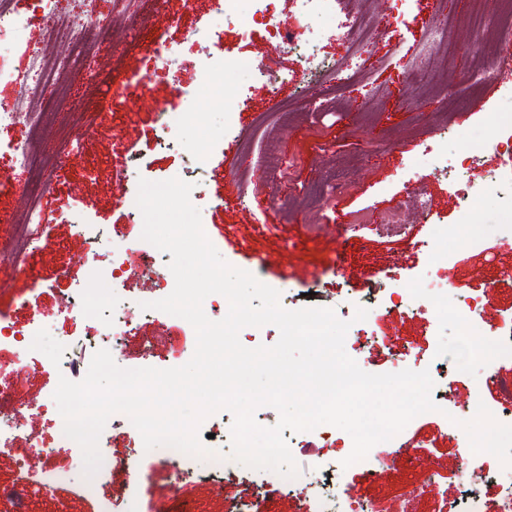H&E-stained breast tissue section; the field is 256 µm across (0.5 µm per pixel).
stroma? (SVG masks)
I'll list each match as a JSON object with an SVG mask.
<instances>
[{
    "label": "stroma",
    "instance_id": "stroma-1",
    "mask_svg": "<svg viewBox=\"0 0 512 512\" xmlns=\"http://www.w3.org/2000/svg\"><path fill=\"white\" fill-rule=\"evenodd\" d=\"M17 8L30 19L27 41L9 47L0 61L22 70L29 47L42 39L43 8L40 0H17ZM111 8V0H100L98 17L111 21V42L75 84L44 140L50 153L66 142L79 150L40 201L42 222L25 260L0 257V322L23 330L36 317L44 326L43 350L26 367H19L13 346H0V376L24 410L23 438L12 453L0 455V486L16 480L24 459L40 480L67 473L65 481L32 494L28 512H96L118 487L128 496L127 512L160 507L165 512H235L236 503L246 499L255 500L257 512H298V500L287 492L257 497L260 487L277 480L275 472L243 466L226 473L219 485L180 476L152 456L134 455L139 434L125 428L99 438L100 451L124 459L126 466L103 476L92 497L82 491L81 451L46 455L30 448L31 438L53 434L48 416L38 411L55 404L59 375L49 362L52 347L92 328L61 309L85 278L81 257L87 244L68 216L80 208L105 233L122 232L133 245L128 264L140 268L153 246L141 237L142 217L121 201L120 173L131 166L142 178L164 181L182 176L188 165L181 151L151 148L157 114L148 104L154 101L192 110L178 137L199 145L209 157L197 206L207 237L226 262L280 293L295 295L301 308L325 307L352 316L366 298H375L366 319L352 324L345 338V350L356 360L361 357L358 338L392 347V355L364 364L366 372H394L400 358L406 368L421 371L429 355L453 370L447 413L419 415L389 443L370 450V457L388 461L386 475L365 480L367 466L360 461L345 468L336 487L338 498L352 490L370 500L374 512H383L417 485L422 492L409 512H441L444 501L463 496L460 476L472 454L449 415H462L465 402L499 413L505 405L499 383L512 380V357L498 359L480 336L460 347L453 317L464 289L490 282L496 285L491 313L512 316V227L500 222L497 195L474 203L460 192L468 184L489 185L502 171L500 155L490 149L474 161L462 160L476 140L508 135L496 116L512 114V80L479 87L469 78L476 48L500 50L498 0H483L486 24L478 30L462 24L470 0H348L349 12L372 17L376 26L363 49L360 80L337 85L336 108L326 112L311 103L312 88L289 78L300 64L297 50L272 44L261 27L252 37H239L217 15L214 0H138L142 22L134 30L112 20ZM396 15L401 18L397 24L392 21ZM443 19L457 24L455 46L451 55L433 56L428 66L444 90L414 91L407 68L430 26ZM160 41L176 48L180 95L164 84H134L135 76L152 68V46ZM216 44L266 73L261 80L225 81L226 93H240L248 101L244 111L229 118L201 94L199 59ZM451 97L463 100V108L449 110ZM228 123L233 126L229 134L224 131ZM434 144L447 148V164L433 161L428 148ZM335 173L346 179V190L310 203L308 186ZM394 211L403 221L399 232L383 223ZM452 235L459 244L440 272L446 285L432 292L431 311L380 303L392 286L391 270H398L408 287H418L431 275L429 247L445 244ZM195 347L193 326L160 311L124 337V362L133 368L181 366ZM491 358L496 367L488 366Z\"/></svg>",
    "mask_w": 512,
    "mask_h": 512
}]
</instances>
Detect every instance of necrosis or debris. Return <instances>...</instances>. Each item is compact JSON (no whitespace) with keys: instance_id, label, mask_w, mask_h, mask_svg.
Masks as SVG:
<instances>
[{"instance_id":"obj_1","label":"necrosis or debris","mask_w":512,"mask_h":512,"mask_svg":"<svg viewBox=\"0 0 512 512\" xmlns=\"http://www.w3.org/2000/svg\"><path fill=\"white\" fill-rule=\"evenodd\" d=\"M43 40L30 51L26 69L4 71L0 69V82L15 87L18 92L14 104L0 106V131L18 125L25 126L27 136L22 141L0 142V193L11 190V173L26 176L27 189L23 209L25 224L38 223L39 200L49 189L45 173L50 164L35 147L44 132L52 112L67 105L65 88L80 79L85 64L93 52L112 37L111 25L86 23V16L93 14L98 0H77L76 13L61 11L59 0H44ZM241 0H219V11L225 22L236 23L241 36H251L255 23H262L268 36L280 44L296 47L300 33L291 31L284 20L279 0H250L251 13L243 15ZM300 11L316 22L335 24L350 48L349 61L319 56L316 50L303 53L300 67L293 78L302 83H331L340 75L360 76L359 59L362 41L373 27L372 18L343 11L344 0H297ZM130 243L123 238L112 241V251L106 263H99L97 249H89L83 258L89 273L75 296L68 300L67 311L93 323H100L104 316L112 318L113 353H120V336L130 332L134 317H147L148 312L139 304L123 297L117 286L129 280L133 272L125 256ZM489 287L467 289L461 306V317L466 332H479L504 354H512V326L495 330L486 314L489 304ZM500 463L470 459L464 471L469 494L466 499L447 502L445 512H512V484L503 486L499 499L486 504L481 499L479 487L500 470ZM329 476L301 474L287 482L289 491L303 502L312 504L313 512H369L362 496L354 495L338 501L330 488Z\"/></svg>"}]
</instances>
